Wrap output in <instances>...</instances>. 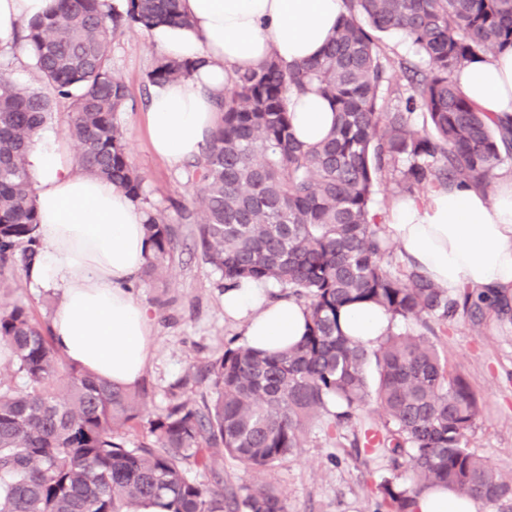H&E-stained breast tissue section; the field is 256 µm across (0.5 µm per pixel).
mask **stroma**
<instances>
[{"label":"stroma","instance_id":"1","mask_svg":"<svg viewBox=\"0 0 512 512\" xmlns=\"http://www.w3.org/2000/svg\"><path fill=\"white\" fill-rule=\"evenodd\" d=\"M160 55L147 31L138 28L119 33L112 42V67L134 101L133 108L119 115L130 159L146 179L151 204L164 209L181 230L166 283L157 287L139 280L132 288L154 323V349L139 383L152 415L165 410L172 387L190 369L242 343L240 328L224 318V281L194 252L195 227L182 215L194 199L189 168L169 165L149 147L145 75ZM8 279L5 301L25 304L37 320L52 319L59 291L31 288L18 267ZM434 342L447 358L449 370L464 375L483 404L469 437L470 449L498 471L512 475V322H501L491 309L476 322L461 314L438 330ZM359 431V425H353L331 440L316 423L309 428L299 456L261 471L228 457L221 470L231 483L274 485L287 497L288 512H376V486L393 473L385 457L354 447Z\"/></svg>","mask_w":512,"mask_h":512}]
</instances>
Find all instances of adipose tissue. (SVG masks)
Here are the masks:
<instances>
[{"mask_svg": "<svg viewBox=\"0 0 512 512\" xmlns=\"http://www.w3.org/2000/svg\"><path fill=\"white\" fill-rule=\"evenodd\" d=\"M52 0H0V47L45 14ZM187 27L162 25L149 35L164 56L196 60L185 80L156 88L146 114L154 154L171 165L196 157L216 125L214 102L235 73L270 57L293 64L320 54L336 30L344 0H184ZM455 80L464 95L492 117L512 115V50L480 56ZM296 137L306 143L332 129L334 110L316 93L291 97ZM40 215L41 250L27 273L32 288L61 293L51 321L57 347L77 365L112 384L140 381L154 345L152 318L129 287L150 254L145 212L122 190L77 168L54 137L41 136L28 154ZM386 233L408 264L456 293L468 287L512 296V173L493 190L471 183L410 197L389 209ZM224 313L242 327L245 344L269 352L298 342L304 308L274 299L263 282L224 293ZM344 333L376 342L391 323L372 304L345 307Z\"/></svg>", "mask_w": 512, "mask_h": 512, "instance_id": "obj_1", "label": "adipose tissue"}]
</instances>
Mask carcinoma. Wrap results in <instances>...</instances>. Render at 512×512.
Segmentation results:
<instances>
[{
  "instance_id": "carcinoma-1",
  "label": "carcinoma",
  "mask_w": 512,
  "mask_h": 512,
  "mask_svg": "<svg viewBox=\"0 0 512 512\" xmlns=\"http://www.w3.org/2000/svg\"><path fill=\"white\" fill-rule=\"evenodd\" d=\"M346 12L324 51L287 65L276 57L237 73L216 102L218 122L193 162L196 248L224 287L261 281L305 306L301 340L277 353L239 345L208 364L206 391L173 387L165 413L151 416L142 394L118 389L65 359L51 328L20 304L0 306V512H288L268 483L227 484L219 461L272 468L300 453L309 426L347 427L374 405L377 435L392 471L381 482V512H413L424 490L443 487L512 512V476L468 448L481 402L448 370L432 341L459 313L503 316L509 300L468 288L451 296L412 266L394 267L376 198L393 175L401 191L458 182L489 187L512 157V121L479 110L454 81L479 55L512 49V0H345ZM181 0H55L15 41L25 45L51 90L0 74V268L27 270L39 247L35 192L27 167L34 140L66 106L74 163L106 179L134 203H148L118 115L130 95L112 69V40L126 29L188 26ZM410 42L415 59L391 60L382 35ZM200 61L157 58L146 83L189 78ZM400 71L405 104L388 108ZM313 90L335 111L331 134L295 138L287 100ZM151 254L143 280L161 283L180 227L164 210L146 211ZM371 303L413 328L373 346L346 336L343 307ZM378 384L370 389L366 366ZM24 379V387L14 384ZM146 429L127 446L122 431ZM195 462L213 483L187 475Z\"/></svg>"
}]
</instances>
